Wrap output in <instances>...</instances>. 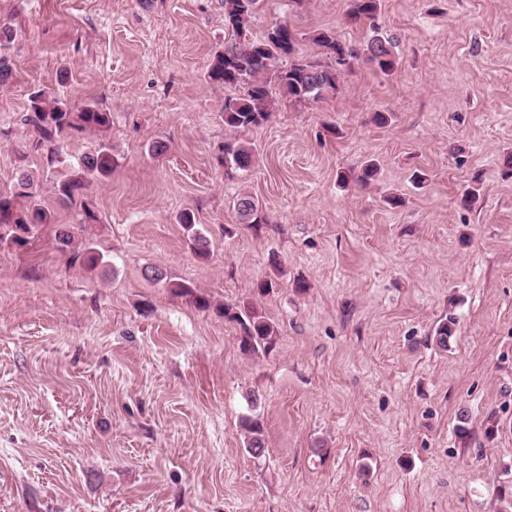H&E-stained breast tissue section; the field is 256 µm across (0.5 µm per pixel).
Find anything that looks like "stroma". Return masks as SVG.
Wrapping results in <instances>:
<instances>
[{
	"label": "stroma",
	"mask_w": 512,
	"mask_h": 512,
	"mask_svg": "<svg viewBox=\"0 0 512 512\" xmlns=\"http://www.w3.org/2000/svg\"><path fill=\"white\" fill-rule=\"evenodd\" d=\"M381 3L395 70L362 61L337 94L279 99L235 133L255 165L228 172L225 90L206 77L231 41L221 0H0V192L28 163L55 224L80 220L53 193L59 169L18 158L38 89L110 112L116 158L84 190L106 268L66 264L53 227L37 255L0 246V512H499L512 496V0ZM348 7L260 0L251 33L288 24L311 57L318 28L366 39ZM370 159L369 185L340 181ZM224 303L270 319L273 349L243 355ZM252 413L260 459L240 426ZM177 222L194 252L201 257H206L210 253V240L201 229V224H197L194 214L183 212L178 216ZM144 276L151 281L164 282L165 288L170 289L174 294L189 298L200 309L206 310L210 307L209 300L206 297L197 295L189 283L170 278L157 267H147L144 271ZM246 451L254 458H261L266 452L265 427L258 416H245L241 421Z\"/></svg>",
	"instance_id": "obj_1"
}]
</instances>
